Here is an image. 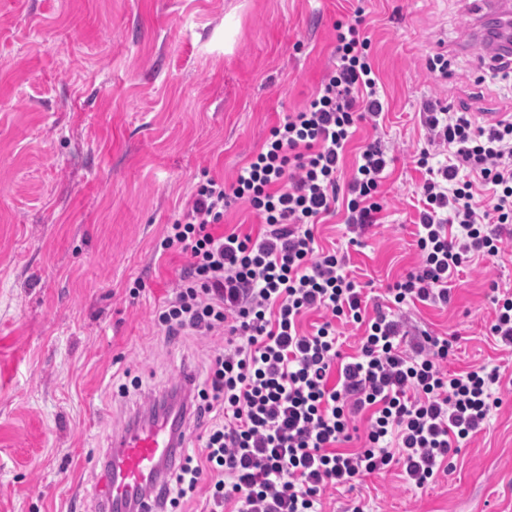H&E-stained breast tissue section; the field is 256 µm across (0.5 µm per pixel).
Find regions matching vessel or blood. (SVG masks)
I'll use <instances>...</instances> for the list:
<instances>
[{
    "mask_svg": "<svg viewBox=\"0 0 512 512\" xmlns=\"http://www.w3.org/2000/svg\"><path fill=\"white\" fill-rule=\"evenodd\" d=\"M186 426L176 408L115 437L95 486L99 512H165L167 474Z\"/></svg>",
    "mask_w": 512,
    "mask_h": 512,
    "instance_id": "1",
    "label": "vessel or blood"
}]
</instances>
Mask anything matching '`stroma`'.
Masks as SVG:
<instances>
[{"label":"stroma","instance_id":"obj_1","mask_svg":"<svg viewBox=\"0 0 512 512\" xmlns=\"http://www.w3.org/2000/svg\"><path fill=\"white\" fill-rule=\"evenodd\" d=\"M354 0H0V512H95L96 462L137 413L204 374L218 337L169 338L152 316L188 258L159 248L203 175L232 184L269 129L302 108L333 63ZM394 148L383 210L360 246L340 218L320 244L348 248L360 285L381 294L419 260L411 163L421 105L512 121V75L480 82L474 0H365ZM448 52V75L429 57ZM145 285L138 299L128 290ZM512 287V244L460 272L445 308L406 306L410 327L457 338L448 369L499 365L502 404L422 489L400 466L354 492L371 512H512V354L488 334L491 282ZM135 377L140 388L121 394Z\"/></svg>","mask_w":512,"mask_h":512}]
</instances>
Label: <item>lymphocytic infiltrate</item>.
Returning <instances> with one entry per match:
<instances>
[{"label":"lymphocytic infiltrate","instance_id":"1","mask_svg":"<svg viewBox=\"0 0 512 512\" xmlns=\"http://www.w3.org/2000/svg\"><path fill=\"white\" fill-rule=\"evenodd\" d=\"M365 9L337 22L335 63L308 103L273 126L231 185L200 180L160 243L189 258L153 314L170 336L225 335L208 357L191 411L206 420L200 451L169 477L167 512L206 489L210 512H321L327 488L352 487L390 464L423 488L450 468L501 404L499 366L448 371L452 340L421 331L407 341L404 306H446L452 283L476 260L504 251L512 224V122L481 124L472 113L424 101L426 177L415 188L418 265L370 303L348 252L320 248L317 225L344 207L350 233L375 224L390 158L381 139L344 158L357 125L384 110ZM244 201L263 227L222 229L224 209ZM311 312L324 315L301 330ZM363 326L356 355L342 356L337 322ZM367 422L363 448L347 449Z\"/></svg>","mask_w":512,"mask_h":512}]
</instances>
